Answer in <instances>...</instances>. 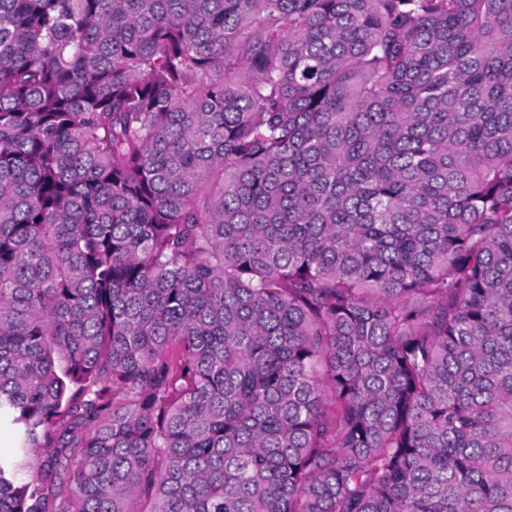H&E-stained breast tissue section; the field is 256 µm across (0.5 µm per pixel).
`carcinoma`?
<instances>
[{
	"instance_id": "obj_1",
	"label": "carcinoma",
	"mask_w": 512,
	"mask_h": 512,
	"mask_svg": "<svg viewBox=\"0 0 512 512\" xmlns=\"http://www.w3.org/2000/svg\"><path fill=\"white\" fill-rule=\"evenodd\" d=\"M0 512H512V0H0Z\"/></svg>"
}]
</instances>
